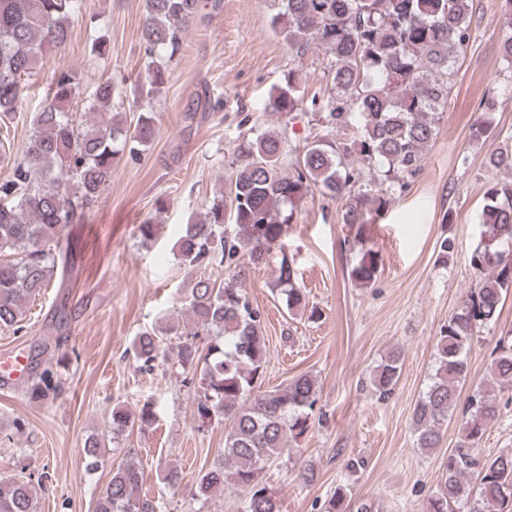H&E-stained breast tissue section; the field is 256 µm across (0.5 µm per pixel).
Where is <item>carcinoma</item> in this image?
Segmentation results:
<instances>
[{"label": "carcinoma", "instance_id": "cac0c4a2", "mask_svg": "<svg viewBox=\"0 0 512 512\" xmlns=\"http://www.w3.org/2000/svg\"><path fill=\"white\" fill-rule=\"evenodd\" d=\"M141 29L145 76L141 92L151 99L167 82V62L181 49L184 31L205 8L204 0H143ZM472 0H277L271 27L300 54L319 48L332 59L327 79L331 93L322 104L306 100L300 82L288 76L273 90L266 112L290 115L307 105L324 110L326 127L354 124L350 143L323 135L294 148L292 170L282 172V138L257 133L238 146L231 161L229 199L219 192L198 216L183 225L172 252L189 271L213 264L227 277L199 279L178 318L142 330L133 340L134 357L150 371L161 354L160 337L171 336L172 360L194 391L197 428L224 425V453L198 476L194 496L207 502L228 486L246 490L244 512H281L278 491L263 480L267 467L293 448L311 429L319 388L309 373L277 389H262L267 346L264 319L243 282L253 267L283 247L289 224L307 196L318 191L344 201L343 223L356 229L389 209L391 197L376 183L405 187L422 170L425 148L436 137L448 108L455 63L471 38ZM501 56L512 64V0H504ZM88 0H0V116L25 111L30 83L39 77L45 56L63 50L71 39V20L89 14ZM110 50L106 34L93 36L88 52L100 58ZM43 105L31 120V134L19 153L0 149L12 176L0 182V328L21 331L30 300L56 274H65L73 251L64 230L84 223L112 173L125 157L146 151L156 134L155 113L139 114L127 124L121 110L124 86L109 76L85 97L83 79L71 70L46 77ZM84 105L79 117L74 107ZM495 96L481 103L470 137L491 135L486 113ZM357 164L350 163V157ZM492 167L512 171V152L495 150ZM481 223L496 238L487 252L475 247L470 266L477 286L435 337V364L429 383L412 411L416 445L426 453L441 448L448 421L458 424V439L441 458V481L426 499L424 512H512V450L479 460L486 426L499 413L497 392L512 390V328L492 349L488 383L462 395L467 355L481 330L497 323L512 291V180L486 192ZM379 252L362 249L349 270L359 286L373 283ZM273 288L288 313L306 310L287 253L275 270ZM403 366V351L390 349L369 377L379 400L392 396ZM62 392L57 367L35 374L27 395L46 404ZM156 420L155 404L136 410L117 405L110 414L112 438ZM86 470L109 468L93 512H163L160 501L141 492L139 461L126 452L118 462L106 458L101 444L84 448ZM476 479H471L472 473ZM36 487L30 480L0 479V512H35ZM371 512L353 503L340 485L325 512Z\"/></svg>", "mask_w": 512, "mask_h": 512}]
</instances>
